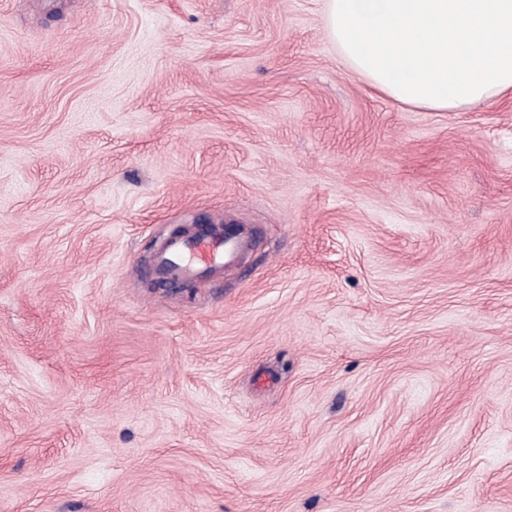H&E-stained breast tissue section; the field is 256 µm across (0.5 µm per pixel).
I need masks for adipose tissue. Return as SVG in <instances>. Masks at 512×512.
Instances as JSON below:
<instances>
[{
    "mask_svg": "<svg viewBox=\"0 0 512 512\" xmlns=\"http://www.w3.org/2000/svg\"><path fill=\"white\" fill-rule=\"evenodd\" d=\"M338 54L381 94L448 112L512 94V0H327Z\"/></svg>",
    "mask_w": 512,
    "mask_h": 512,
    "instance_id": "adipose-tissue-1",
    "label": "adipose tissue"
}]
</instances>
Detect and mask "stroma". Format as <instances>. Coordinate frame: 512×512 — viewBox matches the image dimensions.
<instances>
[{
	"instance_id": "35a3bbf8",
	"label": "stroma",
	"mask_w": 512,
	"mask_h": 512,
	"mask_svg": "<svg viewBox=\"0 0 512 512\" xmlns=\"http://www.w3.org/2000/svg\"><path fill=\"white\" fill-rule=\"evenodd\" d=\"M181 224L248 247L174 289ZM0 512H512V99L325 0H0Z\"/></svg>"
}]
</instances>
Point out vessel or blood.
Instances as JSON below:
<instances>
[{"label": "vessel or blood", "mask_w": 512, "mask_h": 512, "mask_svg": "<svg viewBox=\"0 0 512 512\" xmlns=\"http://www.w3.org/2000/svg\"><path fill=\"white\" fill-rule=\"evenodd\" d=\"M234 247L233 240L207 235L192 241L174 240L159 277L163 280L186 278L200 270L220 265Z\"/></svg>", "instance_id": "1"}]
</instances>
